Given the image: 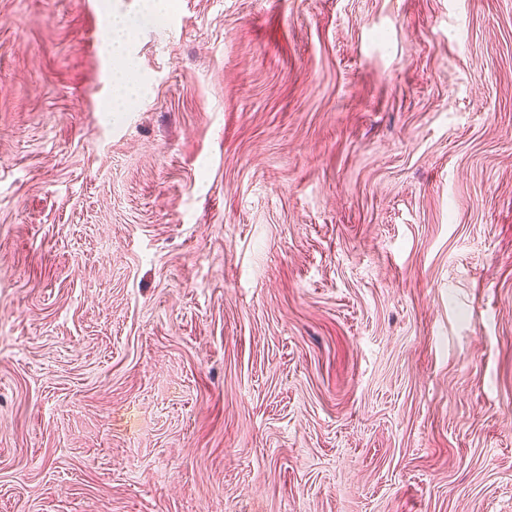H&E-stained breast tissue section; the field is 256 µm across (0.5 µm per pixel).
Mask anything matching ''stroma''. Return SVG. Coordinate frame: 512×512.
I'll use <instances>...</instances> for the list:
<instances>
[{"label": "stroma", "instance_id": "35a3bbf8", "mask_svg": "<svg viewBox=\"0 0 512 512\" xmlns=\"http://www.w3.org/2000/svg\"><path fill=\"white\" fill-rule=\"evenodd\" d=\"M0 0V512H512V0ZM169 0H152L153 11L143 14L138 19H129L120 15H113L111 22L112 55L117 65V75L114 78L116 84V98L124 99L135 88L128 77L132 60L129 54L124 53V46L131 40L133 34L142 22L158 20L162 10H168ZM156 2H159L158 4Z\"/></svg>", "mask_w": 512, "mask_h": 512}]
</instances>
